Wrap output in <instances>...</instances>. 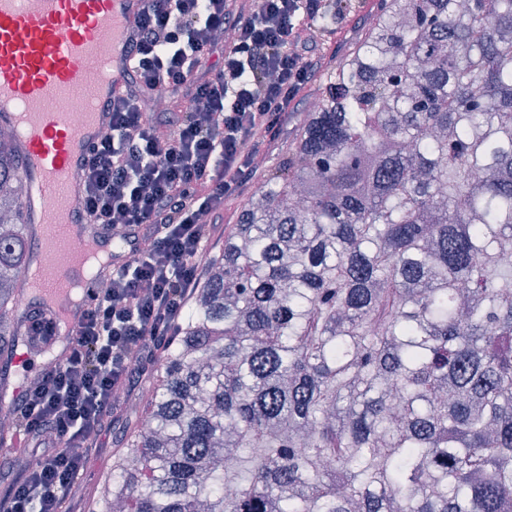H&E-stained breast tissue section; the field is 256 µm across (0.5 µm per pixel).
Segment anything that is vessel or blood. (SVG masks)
<instances>
[{"instance_id": "vessel-or-blood-1", "label": "vessel or blood", "mask_w": 512, "mask_h": 512, "mask_svg": "<svg viewBox=\"0 0 512 512\" xmlns=\"http://www.w3.org/2000/svg\"><path fill=\"white\" fill-rule=\"evenodd\" d=\"M144 6V0H0V125L17 132L37 267L21 303L39 302L68 330L82 315L66 308L69 285L81 279L93 288L130 258L126 238L111 266L95 275L85 276L81 257L59 261L71 247V231L99 248L113 242L84 220L82 171L111 121L108 105L127 80L128 38Z\"/></svg>"}]
</instances>
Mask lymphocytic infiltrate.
Instances as JSON below:
<instances>
[{"label":"lymphocytic infiltrate","mask_w":512,"mask_h":512,"mask_svg":"<svg viewBox=\"0 0 512 512\" xmlns=\"http://www.w3.org/2000/svg\"><path fill=\"white\" fill-rule=\"evenodd\" d=\"M351 12L352 0H147L81 202L88 223L137 238L136 256L95 288L65 358L9 410L28 464L0 490V512H75L113 419L198 296L225 200L253 185L321 70L322 19ZM159 92L174 108L148 111Z\"/></svg>","instance_id":"lymphocytic-infiltrate-1"}]
</instances>
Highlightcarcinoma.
<instances>
[{
    "instance_id": "obj_1",
    "label": "carcinoma",
    "mask_w": 512,
    "mask_h": 512,
    "mask_svg": "<svg viewBox=\"0 0 512 512\" xmlns=\"http://www.w3.org/2000/svg\"><path fill=\"white\" fill-rule=\"evenodd\" d=\"M112 463L122 512H512V0H376ZM0 136V353L28 257Z\"/></svg>"
}]
</instances>
